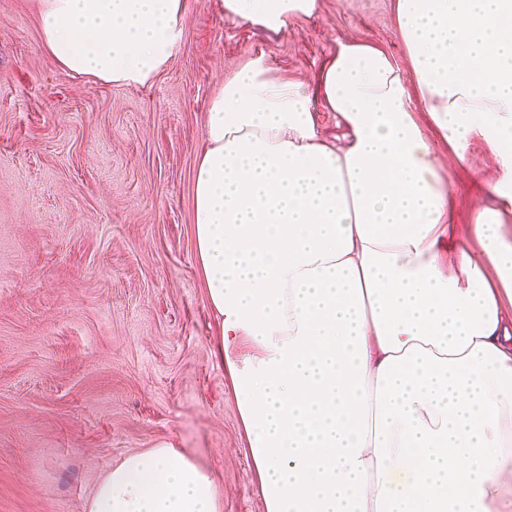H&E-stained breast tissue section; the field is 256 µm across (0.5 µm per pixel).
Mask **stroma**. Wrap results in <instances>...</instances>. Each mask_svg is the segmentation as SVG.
<instances>
[{"label": "stroma", "mask_w": 512, "mask_h": 512, "mask_svg": "<svg viewBox=\"0 0 512 512\" xmlns=\"http://www.w3.org/2000/svg\"><path fill=\"white\" fill-rule=\"evenodd\" d=\"M396 0H317L269 32L187 0L144 86L77 77L45 51L41 0H0V512H88L123 458L170 442L216 479L221 512H265L194 249L208 103L249 59L315 86L339 42L408 59ZM454 240L504 170L458 162L422 101Z\"/></svg>", "instance_id": "35a3bbf8"}]
</instances>
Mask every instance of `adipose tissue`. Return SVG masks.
<instances>
[{"instance_id":"obj_1","label":"adipose tissue","mask_w":512,"mask_h":512,"mask_svg":"<svg viewBox=\"0 0 512 512\" xmlns=\"http://www.w3.org/2000/svg\"><path fill=\"white\" fill-rule=\"evenodd\" d=\"M270 31L316 0H222ZM186 0H41L70 73L144 85ZM411 72L340 42L316 89L253 57L208 105L195 248L266 512H501L512 492V0H396ZM320 94L343 130L322 135ZM456 155L481 137L502 207L444 258L450 191L414 99ZM249 345L239 354L240 345ZM89 512H219L213 476L162 445L124 458Z\"/></svg>"}]
</instances>
